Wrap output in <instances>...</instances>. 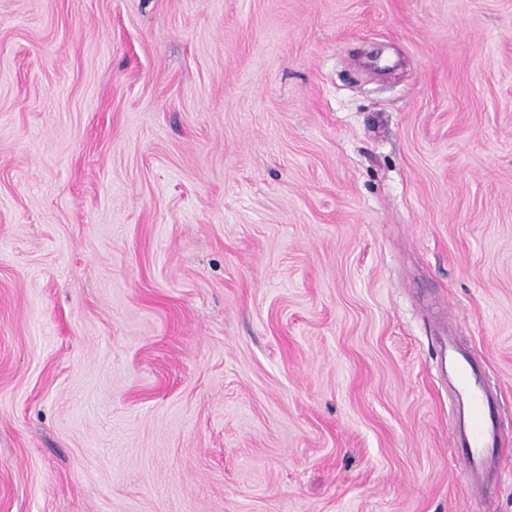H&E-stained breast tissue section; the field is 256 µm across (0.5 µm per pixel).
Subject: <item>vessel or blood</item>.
Instances as JSON below:
<instances>
[{
    "instance_id": "vessel-or-blood-1",
    "label": "vessel or blood",
    "mask_w": 512,
    "mask_h": 512,
    "mask_svg": "<svg viewBox=\"0 0 512 512\" xmlns=\"http://www.w3.org/2000/svg\"><path fill=\"white\" fill-rule=\"evenodd\" d=\"M440 351L449 355L448 368L454 378L452 397L458 421L454 445L463 477L468 485L484 490L497 466L498 399L483 383L469 351L451 339L441 344Z\"/></svg>"
}]
</instances>
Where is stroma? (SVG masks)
<instances>
[{"mask_svg":"<svg viewBox=\"0 0 512 512\" xmlns=\"http://www.w3.org/2000/svg\"><path fill=\"white\" fill-rule=\"evenodd\" d=\"M0 512H512V0H0ZM448 353V368L453 375L452 397L457 410L454 445L462 463L465 482L486 490L497 467L499 427L497 396L485 386L481 369L471 353L451 337L440 346L439 355Z\"/></svg>","mask_w":512,"mask_h":512,"instance_id":"stroma-1","label":"stroma"}]
</instances>
